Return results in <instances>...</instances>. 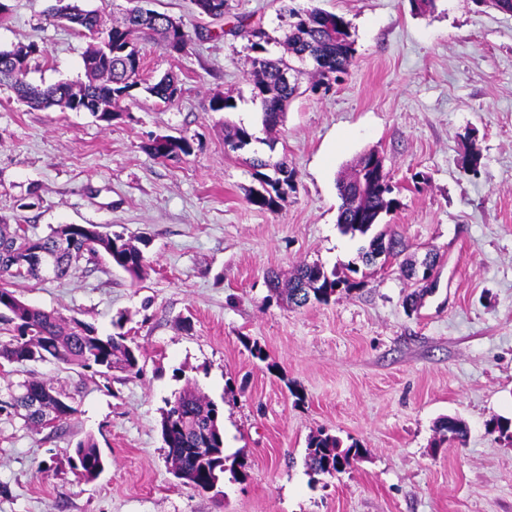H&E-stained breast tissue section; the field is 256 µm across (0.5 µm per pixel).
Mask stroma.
Instances as JSON below:
<instances>
[{"label": "stroma", "mask_w": 512, "mask_h": 512, "mask_svg": "<svg viewBox=\"0 0 512 512\" xmlns=\"http://www.w3.org/2000/svg\"><path fill=\"white\" fill-rule=\"evenodd\" d=\"M0 49L36 43L30 82L82 78L87 38L50 16L55 0H5ZM343 16L355 58L329 90L291 101L275 146L251 98L247 39L271 56L288 26L284 0H228L223 18L192 0H153L193 31L172 55L141 40L142 77L177 75L171 103L148 94L105 123L88 112L35 110L0 85V216L46 235L99 224L150 245L139 277L82 257L65 279L12 281L24 302L123 330L139 375L88 378L52 361L0 372V399L34 377L63 386L76 412L34 431L0 417V512H512V441L488 430L512 417V13L482 0H294ZM216 97L234 109L214 112ZM250 128V150L287 157L296 189L279 211L249 204L257 182L224 145ZM159 136L190 154L157 158ZM481 154L477 171L466 160ZM369 150L385 158L397 207L379 228L401 259L438 257L437 286L418 294L398 266H361L357 289L299 308L267 287L302 263L344 271L364 241L337 225V182ZM195 385L223 409L228 461L201 493L170 473L165 402ZM444 416L463 441L439 443ZM365 448L335 476L310 474L309 436ZM93 438L107 459L93 481L71 456Z\"/></svg>", "instance_id": "35a3bbf8"}]
</instances>
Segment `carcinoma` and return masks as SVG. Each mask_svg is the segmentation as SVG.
<instances>
[{
	"label": "carcinoma",
	"instance_id": "obj_1",
	"mask_svg": "<svg viewBox=\"0 0 512 512\" xmlns=\"http://www.w3.org/2000/svg\"><path fill=\"white\" fill-rule=\"evenodd\" d=\"M54 16L82 34L89 33L93 39L82 57L84 79L46 87L33 85L26 79L27 65L30 57L39 53L38 46L29 43L0 50V84H10L30 108L57 106L72 111L74 104L88 102L100 110L98 118L109 123L116 116L114 105L121 99L134 97L136 91H144L163 102L176 99L177 78L167 75L155 83H145L141 79V69L130 63L129 58L141 56L139 39L145 35L157 37L166 50L176 38L181 50H186L193 41L186 25H181L178 33L172 28V18L166 14L155 11L152 16L139 19L128 13L122 21L112 25V42L108 43L104 33L99 31L97 11L56 7ZM280 46L283 53L273 58L261 42H251L255 53L251 94L260 102L263 124L269 132L279 126L288 103L298 95L299 87L288 86L281 76L291 59L306 52L317 54L319 66L310 72L311 91L314 92L342 81L355 57L349 22L340 15L316 8L288 9V33ZM254 140L256 137L249 128L232 126L226 131L224 144L238 151ZM147 150L157 158H169L190 153L191 144L185 137H173L168 152H161L152 143L148 144ZM372 156L371 151L360 155L350 173L338 184L341 205L337 224L345 233L370 237L368 247L360 251L362 261L367 265L385 252L393 258L399 254L396 239L386 240L380 234H372L382 214L397 206V200L391 197L393 185L389 173L374 178L372 185L362 187L359 175L373 173L370 168ZM247 162L254 169L259 184L250 190L248 202L260 209L276 211L288 192L296 188L294 169L285 157L273 160L255 155ZM148 245L145 239L137 245L121 235L103 234L97 231L95 224H59L50 228L47 235L33 237L28 228L10 224L0 217V281L40 280L44 277L43 265L47 262L54 278L63 279L71 274L76 261L86 253L101 254L112 265L136 277L144 265V248ZM268 284L298 307L312 300L326 303L338 290L350 291L359 286L358 282L317 263L299 265L286 282L271 275ZM113 326L119 331L102 335L90 323L30 305L11 289L0 286V332L9 334V339H0V368L7 364L54 360L93 375H105L114 369L136 375L140 372V350L128 344V337L120 331V322H114ZM19 388V392L10 393L9 399H0V415L11 416L22 410L25 422L41 429L50 422H63L76 412L70 393L50 383L32 379L20 384ZM167 405L161 420L167 462L174 475H183L186 484L207 493L219 481L227 460L223 410L192 388L180 392ZM439 432L442 442L450 434L461 440L466 436L467 428L463 422L448 417L441 423ZM365 453L366 449L356 444L344 447L338 438L319 433L308 438L305 465L313 474L333 475L344 470L350 460ZM72 461L78 477L86 481L97 478L104 470V459L92 438L76 444Z\"/></svg>",
	"mask_w": 512,
	"mask_h": 512
}]
</instances>
